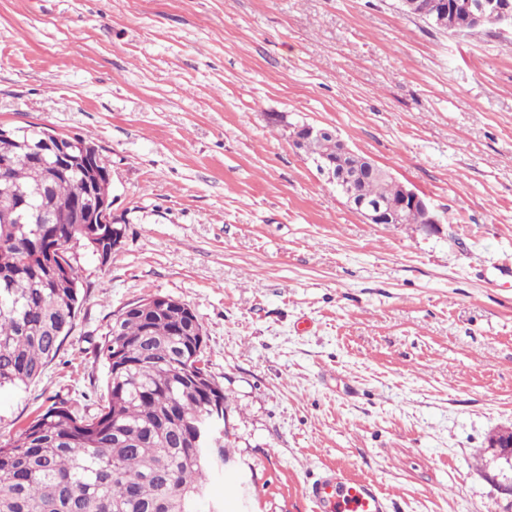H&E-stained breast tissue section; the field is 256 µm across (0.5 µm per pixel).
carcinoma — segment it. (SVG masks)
I'll return each mask as SVG.
<instances>
[{"label": "carcinoma", "instance_id": "carcinoma-1", "mask_svg": "<svg viewBox=\"0 0 512 512\" xmlns=\"http://www.w3.org/2000/svg\"><path fill=\"white\" fill-rule=\"evenodd\" d=\"M400 11L441 31L476 35L501 26L487 12L479 23L462 7L443 14V0H398ZM8 182L27 192L22 224L0 222V388L38 378L73 329L81 277L71 265L58 276L50 249L70 241L103 244L109 224H47L45 218L92 199L91 174L64 175L16 156ZM371 200L398 194L397 185L372 177ZM202 328L186 304L142 316L128 313L107 332L98 357L106 367V392L92 413L55 401L14 434L0 438V512H200L211 496V476L229 457L226 442L194 443L198 426H212L224 388L211 376L192 379L191 358ZM127 352L112 368L114 343Z\"/></svg>", "mask_w": 512, "mask_h": 512}]
</instances>
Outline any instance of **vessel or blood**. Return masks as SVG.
<instances>
[{
    "instance_id": "1",
    "label": "vessel or blood",
    "mask_w": 512,
    "mask_h": 512,
    "mask_svg": "<svg viewBox=\"0 0 512 512\" xmlns=\"http://www.w3.org/2000/svg\"><path fill=\"white\" fill-rule=\"evenodd\" d=\"M315 512H389L390 501L370 480L351 475L342 466L327 468L307 489Z\"/></svg>"
}]
</instances>
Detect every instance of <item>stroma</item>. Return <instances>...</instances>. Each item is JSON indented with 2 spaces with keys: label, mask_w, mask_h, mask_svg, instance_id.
<instances>
[{
  "label": "stroma",
  "mask_w": 512,
  "mask_h": 512,
  "mask_svg": "<svg viewBox=\"0 0 512 512\" xmlns=\"http://www.w3.org/2000/svg\"><path fill=\"white\" fill-rule=\"evenodd\" d=\"M100 146L121 249L74 246V328L0 432L105 391L113 314L191 307L230 402L224 512H314L325 468L391 512H512V31L398 0H0V124ZM325 126L440 219L368 224L288 139ZM511 1L484 0L478 10L470 11L471 16L476 17L478 13L485 12V9L493 13L486 12L483 20L476 24L468 19L469 12L463 7H458L453 14L448 3V16L443 14V0H398L399 9L406 16L421 19L441 31L464 35H477L488 26L512 29Z\"/></svg>",
  "instance_id": "35a3bbf8"
}]
</instances>
